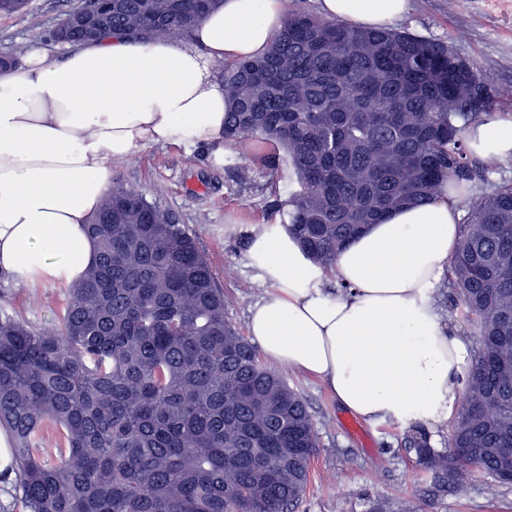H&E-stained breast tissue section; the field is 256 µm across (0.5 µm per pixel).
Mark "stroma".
<instances>
[{
	"instance_id": "stroma-1",
	"label": "stroma",
	"mask_w": 512,
	"mask_h": 512,
	"mask_svg": "<svg viewBox=\"0 0 512 512\" xmlns=\"http://www.w3.org/2000/svg\"><path fill=\"white\" fill-rule=\"evenodd\" d=\"M78 0H28L17 13L0 14V48L40 45L48 60H62L68 45L46 39ZM397 29L446 42L492 88L512 87V0H410ZM270 145L260 142L239 158L256 173L249 185L210 158L203 146L149 145L113 163V183L143 194L175 213L209 258L228 299L227 316L246 332L250 307L264 294L248 266V228L272 221L270 203L291 190L288 165L263 166ZM68 293L63 288L31 290L0 276V305L32 328L59 326ZM289 386L307 400L316 421L319 449L298 512H369L374 503L389 512H512V484L478 473L464 486L435 492L432 477L405 446L408 427L370 424L353 418L319 380L280 368Z\"/></svg>"
}]
</instances>
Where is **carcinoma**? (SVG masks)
I'll use <instances>...</instances> for the list:
<instances>
[{"label": "carcinoma", "instance_id": "carcinoma-1", "mask_svg": "<svg viewBox=\"0 0 512 512\" xmlns=\"http://www.w3.org/2000/svg\"><path fill=\"white\" fill-rule=\"evenodd\" d=\"M219 0H83L95 36L192 34ZM442 41L362 30L295 9L265 56L224 65V141L274 148L295 175L288 230L331 267L389 211L445 183L467 203L450 259L452 308L477 327L463 400L439 455L408 437L435 487L476 472L512 482V183L489 182L464 131L489 92ZM89 233L95 264L61 324L34 330L0 306V426L29 512H296L319 448L303 395L258 360L186 225L112 186Z\"/></svg>", "mask_w": 512, "mask_h": 512}]
</instances>
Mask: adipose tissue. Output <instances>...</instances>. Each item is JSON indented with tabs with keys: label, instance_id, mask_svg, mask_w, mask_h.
Instances as JSON below:
<instances>
[{
	"label": "adipose tissue",
	"instance_id": "ef3b65f1",
	"mask_svg": "<svg viewBox=\"0 0 512 512\" xmlns=\"http://www.w3.org/2000/svg\"><path fill=\"white\" fill-rule=\"evenodd\" d=\"M410 0H318L329 19L388 27ZM286 21L283 0H222L190 39L76 46L59 63L32 48L0 74V272L28 288H67L96 259L87 226L112 164L149 144L206 146L223 160V86L212 65L263 55ZM465 139L479 158L512 159V116L482 117ZM459 197L390 211L326 268L286 224L249 229L255 280L268 290L247 329L263 355L318 377L369 423L437 427L460 395L467 339L437 291L460 238Z\"/></svg>",
	"mask_w": 512,
	"mask_h": 512
}]
</instances>
